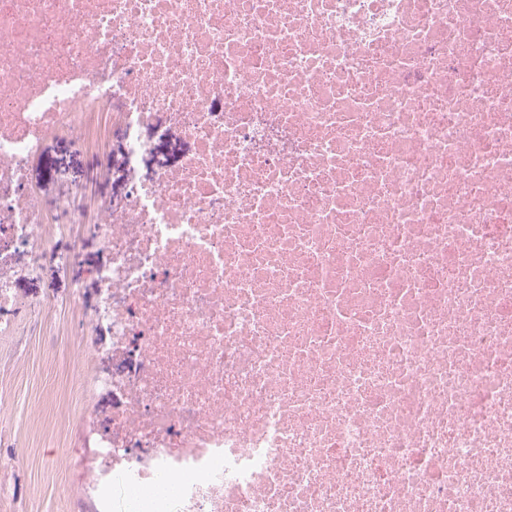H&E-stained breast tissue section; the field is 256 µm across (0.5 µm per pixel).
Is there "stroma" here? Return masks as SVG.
Masks as SVG:
<instances>
[{
    "mask_svg": "<svg viewBox=\"0 0 512 512\" xmlns=\"http://www.w3.org/2000/svg\"><path fill=\"white\" fill-rule=\"evenodd\" d=\"M105 146L114 158L106 175L97 166L95 149L60 139L47 142L35 168L45 199L60 190L49 176L53 170L83 186L78 203L87 211H94L99 199L120 195L125 170L119 135L107 134ZM50 243L63 255L79 247V259L64 267L47 263L17 279L16 304L9 313L17 333L0 335V481L11 495L5 512H94L77 492L83 479L82 412L71 405L69 388L112 371L104 338L80 333L96 311L89 271L101 257V244L92 230L70 224L53 226ZM78 283L83 293L75 303L71 297ZM39 301L54 303V312L34 318L30 307Z\"/></svg>",
    "mask_w": 512,
    "mask_h": 512,
    "instance_id": "obj_1",
    "label": "stroma"
}]
</instances>
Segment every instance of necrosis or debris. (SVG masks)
<instances>
[{"label": "necrosis or debris", "instance_id": "1", "mask_svg": "<svg viewBox=\"0 0 512 512\" xmlns=\"http://www.w3.org/2000/svg\"><path fill=\"white\" fill-rule=\"evenodd\" d=\"M110 127L124 193L47 208ZM89 220L96 512H512V0H0L1 336ZM105 146L113 156L112 168L107 175L97 167L94 148H80L60 139L47 142L34 173L43 182L45 199L52 200L61 189L47 176L51 170H61L71 182L83 186L84 192L78 204L89 213L94 211L100 198L119 196L124 189L125 170L121 163L120 137L117 132L112 134V127L107 130ZM189 145L179 136L172 134L169 138L159 141L154 152L145 157L140 163V174L149 176L155 169L163 165H175L181 154Z\"/></svg>", "mask_w": 512, "mask_h": 512}]
</instances>
